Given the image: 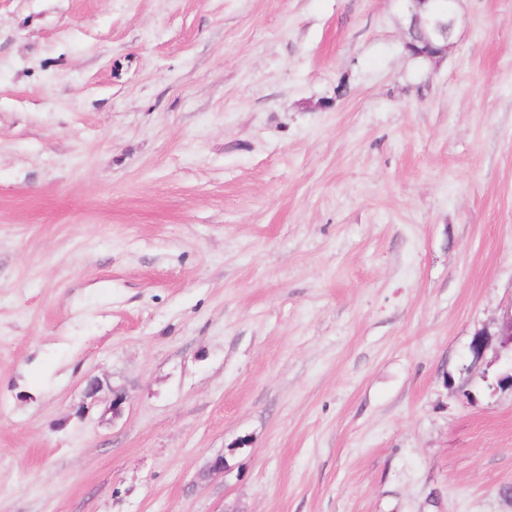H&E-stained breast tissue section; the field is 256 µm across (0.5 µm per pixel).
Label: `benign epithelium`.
I'll use <instances>...</instances> for the list:
<instances>
[{
    "label": "benign epithelium",
    "mask_w": 512,
    "mask_h": 512,
    "mask_svg": "<svg viewBox=\"0 0 512 512\" xmlns=\"http://www.w3.org/2000/svg\"><path fill=\"white\" fill-rule=\"evenodd\" d=\"M412 12V24L408 32L406 49L415 57L433 61L448 51V39L454 27L451 11L453 0H408ZM496 336L503 347L512 346V308L506 310ZM491 345L490 333L478 330L469 345L474 360L484 358ZM229 471L224 455H216L206 462L199 472V478L208 479L213 475Z\"/></svg>",
    "instance_id": "benign-epithelium-1"
}]
</instances>
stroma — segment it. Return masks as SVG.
<instances>
[{
    "label": "stroma",
    "instance_id": "35a3bbf8",
    "mask_svg": "<svg viewBox=\"0 0 512 512\" xmlns=\"http://www.w3.org/2000/svg\"><path fill=\"white\" fill-rule=\"evenodd\" d=\"M408 7L0 0V512H512V0ZM412 12V24L408 32L406 49L415 57L433 61L443 57L448 51V39L454 27L451 11L453 0H407ZM433 2L432 9L425 18L419 13L420 5ZM442 36V40L437 37ZM473 336L469 350L475 361L484 358L491 345L493 336H498L502 347L509 345L512 347V306L503 313L498 332L491 334L487 331L478 330ZM488 336H490V338Z\"/></svg>",
    "mask_w": 512,
    "mask_h": 512
}]
</instances>
